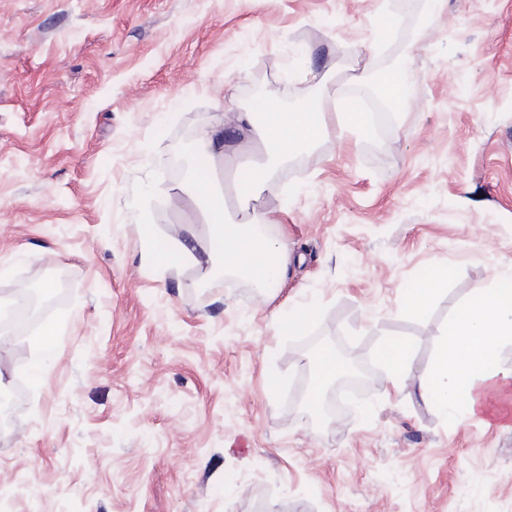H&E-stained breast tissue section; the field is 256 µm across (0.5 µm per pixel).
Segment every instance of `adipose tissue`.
Wrapping results in <instances>:
<instances>
[{"label":"adipose tissue","mask_w":512,"mask_h":512,"mask_svg":"<svg viewBox=\"0 0 512 512\" xmlns=\"http://www.w3.org/2000/svg\"><path fill=\"white\" fill-rule=\"evenodd\" d=\"M261 121V136L270 147L272 160L281 164L304 147L323 140L329 124L325 113L306 107L286 112L274 96L258 100L254 111L223 115L203 129L191 148L192 173L180 190L181 196L198 203L207 219L188 230L182 239L152 237L149 258L169 269L205 254L202 276L210 287H221L212 264L222 260L225 270L238 273L265 288L281 287L287 278L291 253L279 237L258 232L261 224L274 223L272 213L244 214L241 222L228 224L224 214L228 193L217 178L218 167L232 169V158L224 154L225 125H253ZM448 279L444 269H431L403 291V309L423 314ZM512 344V277L496 278L485 288L475 289L467 303L449 320L442 332L434 364L412 376L415 351L406 337H390L379 346L376 358L387 384L396 389L414 386L419 396L443 413L471 418L486 416L488 423L512 428V368L502 365L505 345ZM311 370L306 393L310 411H318L326 389L340 374L342 365L335 350L325 347L308 355Z\"/></svg>","instance_id":"ef3b65f1"}]
</instances>
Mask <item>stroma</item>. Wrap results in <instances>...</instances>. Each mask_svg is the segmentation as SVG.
<instances>
[{
  "label": "stroma",
  "instance_id": "obj_1",
  "mask_svg": "<svg viewBox=\"0 0 512 512\" xmlns=\"http://www.w3.org/2000/svg\"><path fill=\"white\" fill-rule=\"evenodd\" d=\"M405 66L411 112L302 149L278 195L230 196L277 212L283 288L145 260L139 228L201 221L170 165L219 114L272 88L341 112ZM0 267V302L53 283L59 329L44 364L0 346V391L23 388L0 512H512V430L393 390L376 361L407 336L426 371L512 272V0H0ZM431 268L443 291L406 314ZM310 303L306 326L272 318ZM310 336L365 373L323 425L301 419ZM448 279L444 269H430L403 291V309L411 315H421L429 307Z\"/></svg>",
  "mask_w": 512,
  "mask_h": 512
}]
</instances>
